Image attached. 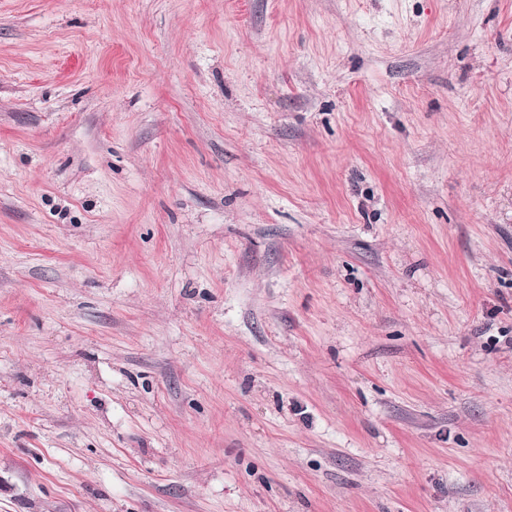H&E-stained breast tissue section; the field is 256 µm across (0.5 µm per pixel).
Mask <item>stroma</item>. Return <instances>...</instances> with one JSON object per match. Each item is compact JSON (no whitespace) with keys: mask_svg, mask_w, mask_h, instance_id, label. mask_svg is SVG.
<instances>
[{"mask_svg":"<svg viewBox=\"0 0 512 512\" xmlns=\"http://www.w3.org/2000/svg\"><path fill=\"white\" fill-rule=\"evenodd\" d=\"M0 512H512V0H0Z\"/></svg>","mask_w":512,"mask_h":512,"instance_id":"35a3bbf8","label":"stroma"}]
</instances>
